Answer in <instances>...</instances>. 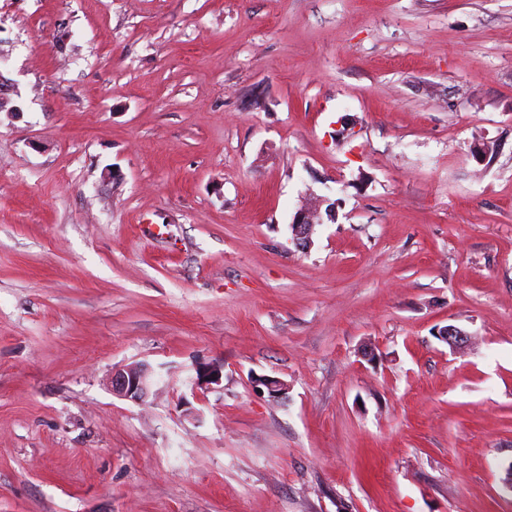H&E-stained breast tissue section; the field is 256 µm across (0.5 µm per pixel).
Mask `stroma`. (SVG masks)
Returning <instances> with one entry per match:
<instances>
[{"instance_id": "stroma-1", "label": "stroma", "mask_w": 512, "mask_h": 512, "mask_svg": "<svg viewBox=\"0 0 512 512\" xmlns=\"http://www.w3.org/2000/svg\"><path fill=\"white\" fill-rule=\"evenodd\" d=\"M0 77V512H512V0H0ZM323 201L319 200L314 205H303L293 216L289 225L293 239L299 246L307 247L312 243V235L317 224H322L321 206ZM152 371L145 364L134 363L116 368L109 379L112 394L135 402H144L150 392Z\"/></svg>"}]
</instances>
